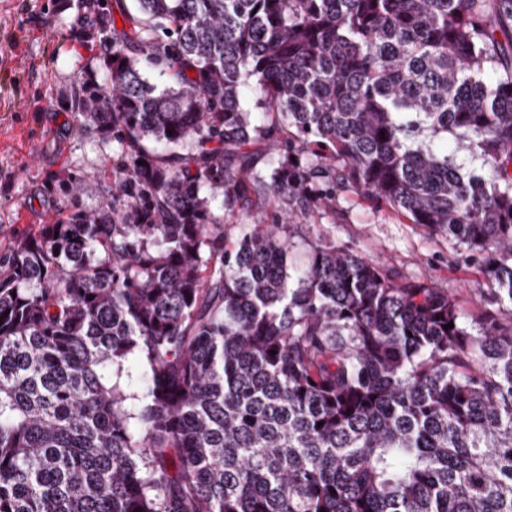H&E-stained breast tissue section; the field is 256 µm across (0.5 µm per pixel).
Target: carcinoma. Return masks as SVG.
I'll list each match as a JSON object with an SVG mask.
<instances>
[{
	"instance_id": "carcinoma-1",
	"label": "carcinoma",
	"mask_w": 512,
	"mask_h": 512,
	"mask_svg": "<svg viewBox=\"0 0 512 512\" xmlns=\"http://www.w3.org/2000/svg\"><path fill=\"white\" fill-rule=\"evenodd\" d=\"M65 8L105 46L69 107L123 208L0 256V512H512V0ZM258 154L275 200L340 187L483 258L492 307L228 241L213 194L251 204Z\"/></svg>"
}]
</instances>
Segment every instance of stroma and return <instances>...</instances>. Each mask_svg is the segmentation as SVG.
I'll return each instance as SVG.
<instances>
[{"label":"stroma","mask_w":512,"mask_h":512,"mask_svg":"<svg viewBox=\"0 0 512 512\" xmlns=\"http://www.w3.org/2000/svg\"><path fill=\"white\" fill-rule=\"evenodd\" d=\"M103 51L98 41L83 42L71 11L60 9L59 0H0V253L54 222L59 207L46 180L60 168L85 175L77 194L81 209L92 212L108 201L121 206L110 184L97 177L111 163V143L75 134L67 106L87 62ZM255 172L261 181L251 208H214L228 240L250 226L267 231L278 210L290 217L284 231L290 262L306 263L313 246L326 238L383 268L394 281H420L448 292L466 310L486 304L488 282L464 248L347 190L338 192L329 208L301 210L269 200L265 160H257Z\"/></svg>","instance_id":"stroma-1"}]
</instances>
